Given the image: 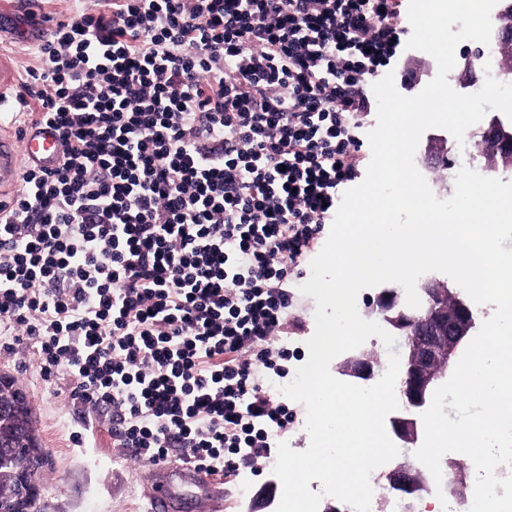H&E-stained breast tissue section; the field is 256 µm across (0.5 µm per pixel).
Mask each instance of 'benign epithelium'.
Wrapping results in <instances>:
<instances>
[{"mask_svg": "<svg viewBox=\"0 0 512 512\" xmlns=\"http://www.w3.org/2000/svg\"><path fill=\"white\" fill-rule=\"evenodd\" d=\"M495 41L504 51L512 48V8H502L496 15ZM481 78L480 72L472 63V55L464 57L458 84L469 89ZM512 149V128L503 124L496 116L492 117L479 140L478 153L483 157L504 153ZM435 278L430 277L419 285L420 293L428 297L429 314L416 321L411 314L400 307L398 295L383 293L376 299L387 314L383 319L403 330L410 328L407 336L408 353L402 364L400 380L403 395L412 412L407 416L391 419V428L400 441L411 443L417 437L418 420L415 412L430 404L434 390L453 363L461 332L473 323L470 309L462 302L450 305L435 297L432 288ZM345 371L361 379L375 375V362L372 358L359 354L347 359ZM415 463L407 459L389 473L388 481L393 489L401 492L411 501L416 497L417 485L413 480Z\"/></svg>", "mask_w": 512, "mask_h": 512, "instance_id": "7a95c632", "label": "benign epithelium"}]
</instances>
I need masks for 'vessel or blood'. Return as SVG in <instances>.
I'll list each match as a JSON object with an SVG mask.
<instances>
[{"mask_svg": "<svg viewBox=\"0 0 512 512\" xmlns=\"http://www.w3.org/2000/svg\"><path fill=\"white\" fill-rule=\"evenodd\" d=\"M62 146L55 131L41 125L24 136L0 128V192L10 188L19 158L44 169L56 168ZM146 498L148 512H223L224 479L188 462L158 463Z\"/></svg>", "mask_w": 512, "mask_h": 512, "instance_id": "b4317fda", "label": "vessel or blood"}]
</instances>
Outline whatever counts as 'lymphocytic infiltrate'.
<instances>
[{
	"instance_id": "1",
	"label": "lymphocytic infiltrate",
	"mask_w": 512,
	"mask_h": 512,
	"mask_svg": "<svg viewBox=\"0 0 512 512\" xmlns=\"http://www.w3.org/2000/svg\"><path fill=\"white\" fill-rule=\"evenodd\" d=\"M16 97L63 146L0 204V323L136 458L233 476L293 411L288 291L364 155L397 0H98ZM376 109H377V104L374 107V109L372 110V112H370L363 119L361 126L355 131V135L359 139V142L362 143V149L366 154L367 160H366L365 166L361 169V172L357 178H355L354 180L347 182L346 184H343L339 187L338 192H337L338 201L336 202V210L340 204L343 192L345 190L352 188V187L358 185L359 183H361L365 177L366 168L371 159V149H370L366 134L368 131L373 129L374 126L376 125Z\"/></svg>"
}]
</instances>
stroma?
Returning a JSON list of instances; mask_svg holds the SVG:
<instances>
[{"label": "stroma", "mask_w": 512, "mask_h": 512, "mask_svg": "<svg viewBox=\"0 0 512 512\" xmlns=\"http://www.w3.org/2000/svg\"><path fill=\"white\" fill-rule=\"evenodd\" d=\"M27 12L18 0H0V58L18 59L16 77L37 66L31 52L39 32L29 29ZM436 75L437 65L425 52L402 49L394 61L398 91L412 96L419 87L406 75L407 68ZM315 302L297 295L288 312L282 343L294 356L288 370H296L308 358L307 340L312 336ZM0 375L14 378L33 404L35 433L48 454V463L37 481L35 512H145L144 489L152 465L135 460L131 449L119 447L112 436L106 410L89 411L74 405L71 382L60 375L45 378L37 352L12 345L0 327ZM93 418V430H85L84 418ZM273 462L256 469L242 468L227 484L223 512H276L281 483Z\"/></svg>", "instance_id": "obj_1"}]
</instances>
